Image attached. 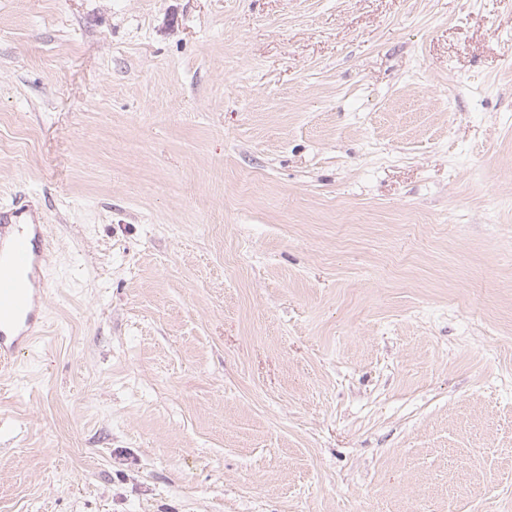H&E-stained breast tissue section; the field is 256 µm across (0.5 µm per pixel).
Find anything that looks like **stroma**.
<instances>
[{"instance_id":"obj_1","label":"stroma","mask_w":512,"mask_h":512,"mask_svg":"<svg viewBox=\"0 0 512 512\" xmlns=\"http://www.w3.org/2000/svg\"><path fill=\"white\" fill-rule=\"evenodd\" d=\"M25 201L0 512H512V0H0ZM27 204L0 209V365L11 368L36 344L47 298L42 260L49 251L45 227ZM45 242V243H44Z\"/></svg>"}]
</instances>
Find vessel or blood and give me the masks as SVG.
I'll return each instance as SVG.
<instances>
[{
	"mask_svg": "<svg viewBox=\"0 0 512 512\" xmlns=\"http://www.w3.org/2000/svg\"><path fill=\"white\" fill-rule=\"evenodd\" d=\"M45 236L28 205L0 209V368L5 370L42 337Z\"/></svg>",
	"mask_w": 512,
	"mask_h": 512,
	"instance_id": "b4317fda",
	"label": "vessel or blood"
}]
</instances>
